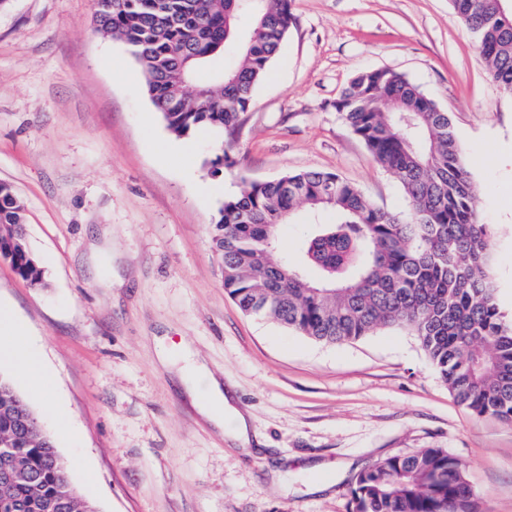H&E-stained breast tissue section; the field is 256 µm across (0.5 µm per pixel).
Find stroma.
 I'll return each mask as SVG.
<instances>
[{
	"label": "stroma",
	"mask_w": 512,
	"mask_h": 512,
	"mask_svg": "<svg viewBox=\"0 0 512 512\" xmlns=\"http://www.w3.org/2000/svg\"><path fill=\"white\" fill-rule=\"evenodd\" d=\"M293 22L233 139L165 127L129 50L98 31L93 0L0 8V183L26 205L45 286L0 260L10 311L55 374L71 439L21 369L2 364L97 512H350L362 469L441 448L466 468L480 512H512V426L454 399L409 331L324 345L227 296L210 243L244 182L334 172L403 213L334 103L357 73L387 68L449 112L478 208L495 228L489 266L512 320V92L496 84L450 0H291ZM186 342L248 421L229 442L160 363Z\"/></svg>",
	"instance_id": "obj_1"
}]
</instances>
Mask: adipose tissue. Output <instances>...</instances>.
Returning <instances> with one entry per match:
<instances>
[{
  "label": "adipose tissue",
  "mask_w": 512,
  "mask_h": 512,
  "mask_svg": "<svg viewBox=\"0 0 512 512\" xmlns=\"http://www.w3.org/2000/svg\"><path fill=\"white\" fill-rule=\"evenodd\" d=\"M0 362L21 366L30 385L51 400L54 379L39 355L25 345L23 331L8 312L0 310Z\"/></svg>",
  "instance_id": "ef3b65f1"
}]
</instances>
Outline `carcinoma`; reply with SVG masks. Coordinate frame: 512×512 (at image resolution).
<instances>
[{
	"instance_id": "cac0c4a2",
	"label": "carcinoma",
	"mask_w": 512,
	"mask_h": 512,
	"mask_svg": "<svg viewBox=\"0 0 512 512\" xmlns=\"http://www.w3.org/2000/svg\"><path fill=\"white\" fill-rule=\"evenodd\" d=\"M474 35L490 77L512 90V0H451ZM99 29L138 63L168 131L233 136L291 23L290 0H93ZM251 22L242 32L238 22ZM242 61L195 95L186 84L226 46ZM336 111L374 161L399 180L410 209L389 213L333 172L300 171L246 183L224 200L212 248L225 292L321 344L381 327L409 330L458 402L512 425V322L499 310L489 271L494 229L479 220L463 150L447 112L405 76L356 75ZM306 208L313 222L294 253L273 258L277 227ZM0 257L33 285L43 271L30 251L25 205L0 183ZM41 420L0 373V448L25 456L36 482H20L0 512H87ZM352 512H477L467 475L441 448L392 456L357 474Z\"/></svg>"
}]
</instances>
